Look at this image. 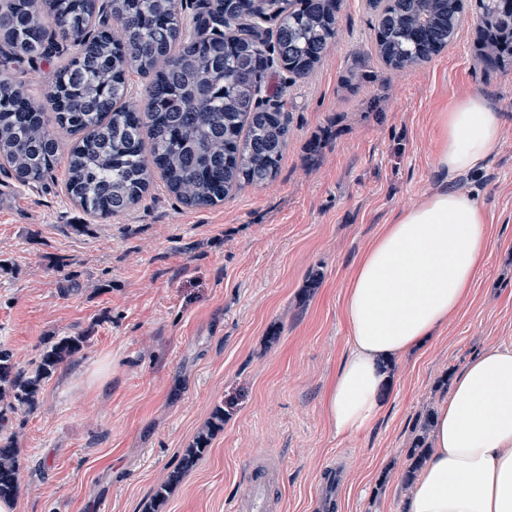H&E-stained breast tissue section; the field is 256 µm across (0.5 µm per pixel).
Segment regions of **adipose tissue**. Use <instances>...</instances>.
<instances>
[{
	"mask_svg": "<svg viewBox=\"0 0 512 512\" xmlns=\"http://www.w3.org/2000/svg\"><path fill=\"white\" fill-rule=\"evenodd\" d=\"M437 122L438 188L385 225L346 288L348 348L325 398L339 435L359 433L380 416L395 366L455 318L488 250L482 205L453 182L485 166L503 114L471 95ZM406 512H512V345L484 350L433 409L430 451Z\"/></svg>",
	"mask_w": 512,
	"mask_h": 512,
	"instance_id": "ef3b65f1",
	"label": "adipose tissue"
}]
</instances>
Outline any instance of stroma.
Wrapping results in <instances>:
<instances>
[{"instance_id":"35a3bbf8","label":"stroma","mask_w":512,"mask_h":512,"mask_svg":"<svg viewBox=\"0 0 512 512\" xmlns=\"http://www.w3.org/2000/svg\"><path fill=\"white\" fill-rule=\"evenodd\" d=\"M373 39L365 0H341L333 49L288 89L276 177L215 207L185 206L158 179L96 219L68 196L64 167L24 186L0 163V346L26 369L48 339H87L33 411L9 416L15 512H147L218 408L223 430L161 512H224L257 456L280 464L266 512H316L332 461L344 471L335 512H405L420 419L473 357L512 344V65L484 71L470 23L400 72ZM472 94L505 116L485 168L454 182L491 225L481 274L457 319L399 364L370 428L336 435L322 397L347 347V277L436 188V115Z\"/></svg>"}]
</instances>
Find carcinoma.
Segmentation results:
<instances>
[{"instance_id": "1", "label": "carcinoma", "mask_w": 512, "mask_h": 512, "mask_svg": "<svg viewBox=\"0 0 512 512\" xmlns=\"http://www.w3.org/2000/svg\"><path fill=\"white\" fill-rule=\"evenodd\" d=\"M469 0H367L375 51L408 70L458 36ZM340 0H214L186 29L178 0H109L116 27L93 25L82 0H0V43L17 74H0V161L23 184L42 181L66 160V190L84 212L109 218L137 205L155 175L190 207L214 206L245 185L278 173L288 145L284 112L289 83L308 76L336 42ZM477 54L485 71L512 62V0H475ZM59 64L39 99L22 68L37 58ZM288 62L289 81L272 91L265 75ZM150 79L146 106L128 104L127 74ZM69 147L49 131L45 106ZM84 336L44 343L22 369L0 349V430L7 413L33 410L42 384L84 348ZM431 414L409 451L411 486L429 451ZM224 428L215 410L153 497L160 512L184 474ZM20 455L0 433V500L15 501Z\"/></svg>"}]
</instances>
